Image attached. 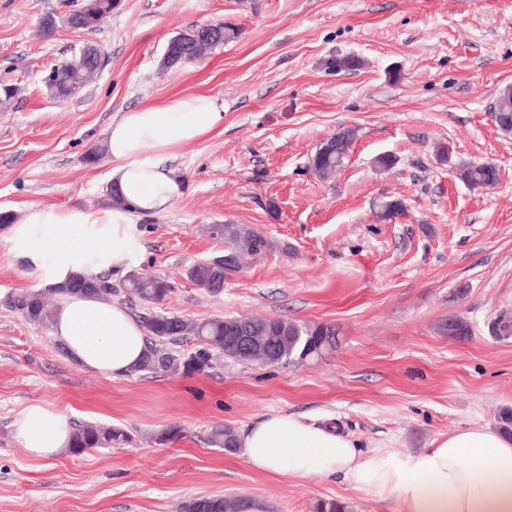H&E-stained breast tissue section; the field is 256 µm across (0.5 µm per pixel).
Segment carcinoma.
Masks as SVG:
<instances>
[{"label":"carcinoma","instance_id":"cac0c4a2","mask_svg":"<svg viewBox=\"0 0 512 512\" xmlns=\"http://www.w3.org/2000/svg\"><path fill=\"white\" fill-rule=\"evenodd\" d=\"M113 0H102L101 6L93 10H78L80 21L74 24L75 30L91 32L99 19L112 12ZM237 29L225 24L212 25L206 38L196 35V26L178 33L168 42L162 65L171 68L185 64L187 56L198 61L202 56L237 37ZM104 66L100 50L93 44L84 46L83 51L63 60L52 68L50 80L45 84L54 98L64 101L79 93ZM490 110L499 129L512 133V85L503 87L494 99ZM355 139V131L341 129L326 139L311 155L309 168L321 177H329L341 168ZM460 179L472 188L493 186L498 182L497 169L485 163H470L460 168ZM103 206L121 211L128 210L123 195L113 187H108ZM210 233L215 239L224 240L225 252L212 259H206L190 266L187 278L207 293L216 296L224 292V257L230 256L240 267L247 266L262 255L267 247V239L254 230L240 224H213ZM53 291L60 295H93L110 303L112 296L123 291L137 299L142 306L138 315L145 332L146 351L137 371L151 374H194L204 373L213 367L219 354L237 361H264L263 351H244L231 348L224 343L225 318L216 317L198 322L183 315L160 312L157 305L164 302L172 293L173 286L162 277H143L134 269L126 272L120 286L112 285V275L74 276L67 283L56 286ZM18 308L31 322L46 324L52 319L47 305L39 292L21 296ZM236 322L249 329V335L258 336L263 346L276 348L280 363L300 362L305 358L309 345L322 351L334 346L336 329L327 324L309 326L284 319L263 317H238ZM193 337L199 348L184 357L167 348L183 339ZM130 440L127 432L119 428L100 427L82 424L75 428L70 453L82 455L96 448H110L114 444ZM209 442L228 452L237 450L235 432L222 425L214 427ZM254 504L246 498H229L221 495L194 498L183 506V512H251Z\"/></svg>","mask_w":512,"mask_h":512}]
</instances>
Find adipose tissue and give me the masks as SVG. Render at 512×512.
Returning <instances> with one entry per match:
<instances>
[{"label":"adipose tissue","instance_id":"ef3b65f1","mask_svg":"<svg viewBox=\"0 0 512 512\" xmlns=\"http://www.w3.org/2000/svg\"><path fill=\"white\" fill-rule=\"evenodd\" d=\"M224 108L204 95L176 96L124 112L105 132L110 173L129 208L157 211L181 194L163 167L176 150L212 133ZM16 257L50 285L80 273L128 269L139 243L123 211L33 206L9 229ZM55 339L83 368L116 378L140 364L145 332L129 311L91 296H67L52 320ZM26 454L50 460L67 450L72 427L41 403L13 423ZM247 464L287 478L339 476L354 491L394 499L400 512H512V434L486 425L461 428L418 451L362 450L340 430L284 413L239 435Z\"/></svg>","mask_w":512,"mask_h":512}]
</instances>
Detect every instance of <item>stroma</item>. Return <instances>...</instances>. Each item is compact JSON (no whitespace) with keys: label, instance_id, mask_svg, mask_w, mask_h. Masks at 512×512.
I'll return each instance as SVG.
<instances>
[{"label":"stroma","instance_id":"1","mask_svg":"<svg viewBox=\"0 0 512 512\" xmlns=\"http://www.w3.org/2000/svg\"><path fill=\"white\" fill-rule=\"evenodd\" d=\"M82 0H0V211L34 205L101 208L111 155L93 165L122 112L206 94L224 126L183 147L166 167L184 191L164 210L130 215L134 264L175 290L163 312L205 321L256 316L330 324L336 345L302 363L221 359L194 375L111 378L73 363L47 324L14 307L43 290L0 227V512H181L207 495L244 497L253 512H399L336 477L286 479L213 447V426L235 431L271 413L331 425L362 448L417 451L467 426H498L512 409V339L492 329L512 315V134L489 106L512 85V0H121L95 31L47 13ZM224 22L239 35L199 62L161 64L169 39ZM105 66L78 95L57 101L44 75L84 43ZM363 65L333 71L329 59ZM352 128L345 164L329 178L308 168L318 145ZM395 156L376 169V156ZM468 163L496 167L495 187L471 188ZM397 199L405 212L379 216ZM243 224L270 247L228 275L222 295L188 280L222 254L211 224ZM470 325L448 334L449 320ZM42 403L71 425L126 431L130 442L45 462L28 457L12 424ZM177 427L166 444L157 433Z\"/></svg>","mask_w":512,"mask_h":512}]
</instances>
